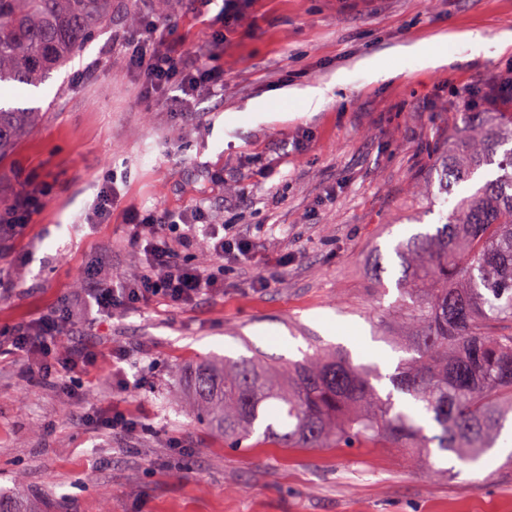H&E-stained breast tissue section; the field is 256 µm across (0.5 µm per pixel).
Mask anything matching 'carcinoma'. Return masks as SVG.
Returning a JSON list of instances; mask_svg holds the SVG:
<instances>
[{"label": "carcinoma", "instance_id": "cac0c4a2", "mask_svg": "<svg viewBox=\"0 0 512 512\" xmlns=\"http://www.w3.org/2000/svg\"><path fill=\"white\" fill-rule=\"evenodd\" d=\"M112 17V0H0V84L38 86ZM34 113L0 106V160ZM438 174L448 198L489 165L496 172L457 200L433 233L399 243L400 347L393 373L320 349L288 366L206 359L184 374L188 406L230 448L253 436L279 448L435 447L479 460L512 417V119L471 112ZM438 432L425 433L422 420ZM0 512H35L21 491Z\"/></svg>", "mask_w": 512, "mask_h": 512}]
</instances>
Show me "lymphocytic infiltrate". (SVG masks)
I'll return each instance as SVG.
<instances>
[{"instance_id": "obj_1", "label": "lymphocytic infiltrate", "mask_w": 512, "mask_h": 512, "mask_svg": "<svg viewBox=\"0 0 512 512\" xmlns=\"http://www.w3.org/2000/svg\"><path fill=\"white\" fill-rule=\"evenodd\" d=\"M170 35L167 26L154 16H143L124 39L128 62L139 77L144 98L171 100L180 111L190 112L198 97L223 91L224 74L217 68L187 65ZM205 215L206 210L200 205L178 213L159 209L134 212L129 218L130 236L143 256L146 272L137 281L120 287L110 282L95 283L84 303L87 318L93 320L106 312L117 314L144 306L159 296L182 305L217 290L223 269L206 273L181 255L182 250L193 247L197 238L206 239L210 253L218 260L250 263L254 250L251 238L231 228L206 223ZM146 227L151 230L147 237L142 234ZM59 318V312L53 311L43 316L38 327L15 328L11 343L29 360L31 378L69 375L67 387L77 396L82 390L77 375L95 358L83 349L59 353L55 336Z\"/></svg>"}]
</instances>
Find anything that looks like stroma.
Returning a JSON list of instances; mask_svg holds the SVG:
<instances>
[{"mask_svg":"<svg viewBox=\"0 0 512 512\" xmlns=\"http://www.w3.org/2000/svg\"><path fill=\"white\" fill-rule=\"evenodd\" d=\"M147 14L223 70V92L192 112L143 97L121 39ZM473 29L485 49L455 41ZM508 33L512 0H240L222 31L185 0H112L111 21L49 81L0 85V104L40 113L0 161V209L47 191L31 224L0 223V331L65 306L60 350L99 356L79 377L80 402L57 380L29 381L26 357L0 338V490L22 484L42 512H512V454L501 449L477 468L435 457L445 471L435 481L403 448H230L188 411L181 380L204 357L285 365L319 345L394 371L401 353L376 318L399 312L393 248L439 223L412 186L457 138L472 90L512 75ZM419 42L446 64L402 54ZM370 57L395 76L372 80L359 67ZM309 87L329 89L330 102L305 110L292 93ZM108 181L118 201L91 223ZM198 203L211 223L253 236L251 264L192 304L157 298L85 322L88 274L120 284L144 272L128 211ZM89 406L140 427L92 429Z\"/></svg>","mask_w":512,"mask_h":512,"instance_id":"35a3bbf8","label":"stroma"}]
</instances>
